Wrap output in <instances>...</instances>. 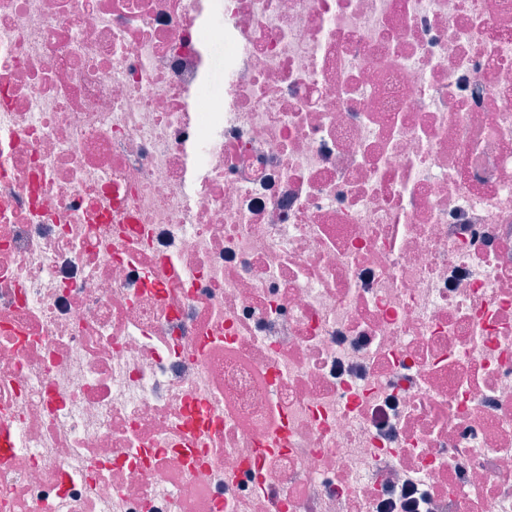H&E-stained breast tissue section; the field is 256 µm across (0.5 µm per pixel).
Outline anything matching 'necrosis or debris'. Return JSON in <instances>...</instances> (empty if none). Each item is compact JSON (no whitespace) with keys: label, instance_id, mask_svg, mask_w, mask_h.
<instances>
[{"label":"necrosis or debris","instance_id":"1","mask_svg":"<svg viewBox=\"0 0 512 512\" xmlns=\"http://www.w3.org/2000/svg\"><path fill=\"white\" fill-rule=\"evenodd\" d=\"M0 512H512V0H0ZM398 499L401 507L407 512H425L423 509L429 503V494L427 490L413 480H407L398 491H392L382 504L383 509H392L396 506Z\"/></svg>","mask_w":512,"mask_h":512}]
</instances>
